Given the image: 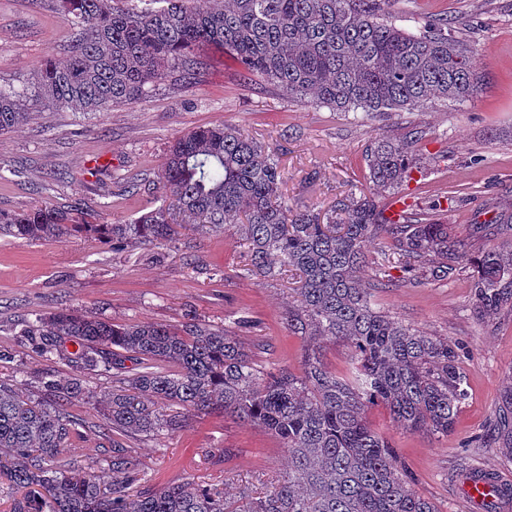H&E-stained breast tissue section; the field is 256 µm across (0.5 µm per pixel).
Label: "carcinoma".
Listing matches in <instances>:
<instances>
[{
  "label": "carcinoma",
  "instance_id": "1",
  "mask_svg": "<svg viewBox=\"0 0 512 512\" xmlns=\"http://www.w3.org/2000/svg\"><path fill=\"white\" fill-rule=\"evenodd\" d=\"M162 2L138 11L120 0H58L72 26L70 54L47 59L26 89H0V131L26 124L39 107L94 114L131 104L171 70L197 68L191 53L203 45L291 99L367 117L460 103L478 91L481 53L445 13L410 32L395 25L390 0ZM421 139L417 130L374 139L365 156L373 185L390 191L409 178L411 148ZM279 155L276 144L215 124L171 143L160 177L170 204L127 224H93L48 206L0 211V235L31 242L88 230L116 243H171L180 218L212 232L235 229L249 271L298 274L288 330L306 340L298 369L263 370L235 335L191 314L180 330L67 308L36 316L21 333L35 337L42 356L117 379L96 425L112 457L87 478L66 456L83 426L67 411L70 399L96 398L81 381L49 380L31 399L0 380V487L28 490L11 512H439L413 489L366 411L382 403L405 432L448 435L467 398L460 348L377 309L361 270L373 264L384 273L395 257L405 272L450 280L472 267L469 288L482 316L512 310V248L473 253L429 213L392 218L362 191L324 212L293 210L280 198ZM511 230L473 225L486 241ZM379 238L390 248L369 254L367 244ZM325 338L351 348L346 373L323 363ZM127 361L138 372L123 375ZM215 412L264 429L286 450L288 473L273 491L230 502L190 483L136 489L143 470L126 445L129 434L175 432L189 417Z\"/></svg>",
  "mask_w": 512,
  "mask_h": 512
}]
</instances>
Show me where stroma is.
<instances>
[{
  "label": "stroma",
  "instance_id": "stroma-1",
  "mask_svg": "<svg viewBox=\"0 0 512 512\" xmlns=\"http://www.w3.org/2000/svg\"><path fill=\"white\" fill-rule=\"evenodd\" d=\"M412 18L448 13L465 26L482 53L479 90L462 104L442 102L365 121L354 113L291 100L259 76L243 77L232 62L200 50L194 74L174 71L157 90L97 114L44 108L17 130L0 132V210L77 206L97 224H124L163 204L158 178L173 140L200 126L225 123L282 149L281 193L292 208L328 209L337 196L369 189L365 151L378 136L423 133L413 148L414 168L397 194L409 208L433 213L470 239L472 227L512 213V0H398ZM70 22L52 0H0V85L31 84L48 56L65 57ZM315 184H306L309 172ZM148 174L136 193L123 192L117 175ZM245 242L233 231L200 233L186 224L175 242L121 247L83 233L28 243L0 237V377L26 398L44 380L83 378L98 400L81 399L70 413L99 421L111 377L44 360L23 325L61 308L118 323L180 327L188 316L235 334L252 359L267 368L297 366L302 341L288 331L297 304V278L248 272ZM468 275L413 284L392 270L373 290L376 308L430 336L459 344L468 397L451 434H409L385 406L369 409L371 427L396 449L413 488L440 512H481L461 474L483 469L512 480V451L497 430L512 387V312L481 317ZM144 468L143 487L191 483L223 491L227 500L272 489L287 470L281 445L263 429L213 413L191 418L173 433L130 436ZM111 454L89 429L67 456L83 473H97Z\"/></svg>",
  "mask_w": 512,
  "mask_h": 512
}]
</instances>
